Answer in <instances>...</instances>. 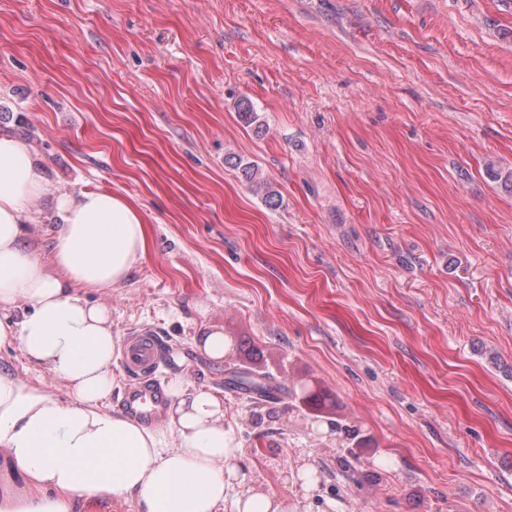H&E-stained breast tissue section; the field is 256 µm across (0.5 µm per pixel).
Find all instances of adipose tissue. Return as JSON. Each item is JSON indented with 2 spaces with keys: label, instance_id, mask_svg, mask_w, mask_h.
Returning a JSON list of instances; mask_svg holds the SVG:
<instances>
[{
  "label": "adipose tissue",
  "instance_id": "ef3b65f1",
  "mask_svg": "<svg viewBox=\"0 0 512 512\" xmlns=\"http://www.w3.org/2000/svg\"><path fill=\"white\" fill-rule=\"evenodd\" d=\"M45 201L53 228L42 249L27 236ZM147 245L135 205L98 188H51L22 137L0 129V350L18 348L67 391L0 367V453L29 488L0 497V512H84L100 501L134 512H284L248 488L211 390L173 378L167 419L153 427L108 408L112 313L86 293L121 286Z\"/></svg>",
  "mask_w": 512,
  "mask_h": 512
}]
</instances>
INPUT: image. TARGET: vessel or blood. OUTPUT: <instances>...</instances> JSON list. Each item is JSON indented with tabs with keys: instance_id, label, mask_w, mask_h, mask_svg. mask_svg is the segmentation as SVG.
Listing matches in <instances>:
<instances>
[{
	"instance_id": "obj_1",
	"label": "vessel or blood",
	"mask_w": 512,
	"mask_h": 512,
	"mask_svg": "<svg viewBox=\"0 0 512 512\" xmlns=\"http://www.w3.org/2000/svg\"><path fill=\"white\" fill-rule=\"evenodd\" d=\"M167 358L161 337L144 331L126 336L120 350V362L129 378L122 396L123 410L149 423L161 421L168 397L155 377Z\"/></svg>"
}]
</instances>
